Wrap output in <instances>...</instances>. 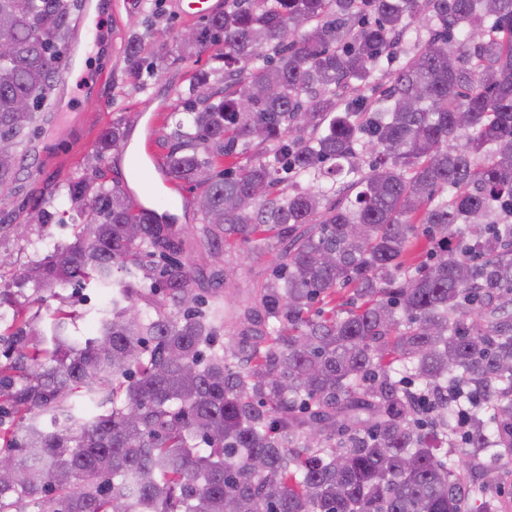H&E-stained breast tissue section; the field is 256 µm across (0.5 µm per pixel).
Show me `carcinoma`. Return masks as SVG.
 Instances as JSON below:
<instances>
[{
	"label": "carcinoma",
	"instance_id": "carcinoma-1",
	"mask_svg": "<svg viewBox=\"0 0 512 512\" xmlns=\"http://www.w3.org/2000/svg\"><path fill=\"white\" fill-rule=\"evenodd\" d=\"M82 9L0 0V189ZM199 20L148 64L131 33L124 71L224 63L223 90L202 70L181 93L163 174L199 189L212 256L270 253L271 273L234 308L214 267L206 297L176 216L101 168L67 180L75 241L0 289V400L24 422L0 434L21 480L0 477V512H512L491 475L512 461V0H224ZM127 137L112 122L99 154ZM82 283L110 293L83 344L18 305ZM230 318L247 349L222 342Z\"/></svg>",
	"mask_w": 512,
	"mask_h": 512
}]
</instances>
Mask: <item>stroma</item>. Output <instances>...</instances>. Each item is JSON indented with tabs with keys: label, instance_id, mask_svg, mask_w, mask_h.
Listing matches in <instances>:
<instances>
[{
	"label": "stroma",
	"instance_id": "35a3bbf8",
	"mask_svg": "<svg viewBox=\"0 0 512 512\" xmlns=\"http://www.w3.org/2000/svg\"><path fill=\"white\" fill-rule=\"evenodd\" d=\"M92 3L108 14L114 39L111 44L83 54L80 68L91 77L87 91L78 90L73 83L57 85L44 120L35 124L25 138L28 152L21 172L10 186L0 191V288L11 287L32 260L75 239L80 217L69 213L64 199H50L48 186L97 164L105 167L109 179L125 181V166L118 163L115 153H107L102 159L97 156L99 136L105 127L122 116L136 117L129 144L150 148L148 186L163 187L164 150L158 138L165 133L167 121L178 108L179 94L187 89L191 75L198 70L210 72L212 88L224 86L221 63L205 54L160 69L148 89H139L123 73L122 37L132 30L142 34L143 55L148 58L155 48V30L165 31L167 37L173 38L181 30L196 26L197 18L178 11L174 0H155L154 13L149 17L141 14L140 0H130L123 6L117 0ZM46 206L63 212L64 223H34L36 212ZM224 263L234 267L237 294L241 297L271 271L268 258L245 250L226 254ZM107 299L104 289L70 285L43 293L39 307L46 317L60 305H68L76 314L73 336L82 342L94 336L96 311Z\"/></svg>",
	"mask_w": 512,
	"mask_h": 512
}]
</instances>
